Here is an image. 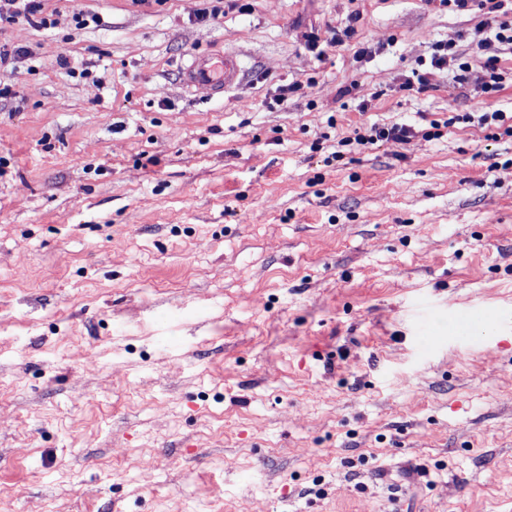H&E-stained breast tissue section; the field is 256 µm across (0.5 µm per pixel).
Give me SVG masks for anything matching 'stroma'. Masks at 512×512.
I'll return each instance as SVG.
<instances>
[{"mask_svg": "<svg viewBox=\"0 0 512 512\" xmlns=\"http://www.w3.org/2000/svg\"><path fill=\"white\" fill-rule=\"evenodd\" d=\"M43 12L0 28L29 52L0 100V512H512V137L468 119L512 113V50L484 93L483 10ZM227 52L233 89L184 87ZM454 47L455 45H453V43L434 44V53L431 58L432 67L441 70L447 67V65L450 66L452 63L451 66L457 65L456 72L460 71L462 73H467L470 70V65L468 62L457 63L459 61V55L454 50ZM462 73L455 75V77L460 80L464 79L466 75ZM421 133L423 138L435 139L439 137L438 132L416 130L415 127L406 124H393L391 126H372L369 134L357 133L355 142L357 145L366 146L374 145L378 142H396L399 144H408L411 140Z\"/></svg>", "mask_w": 512, "mask_h": 512, "instance_id": "1", "label": "stroma"}]
</instances>
